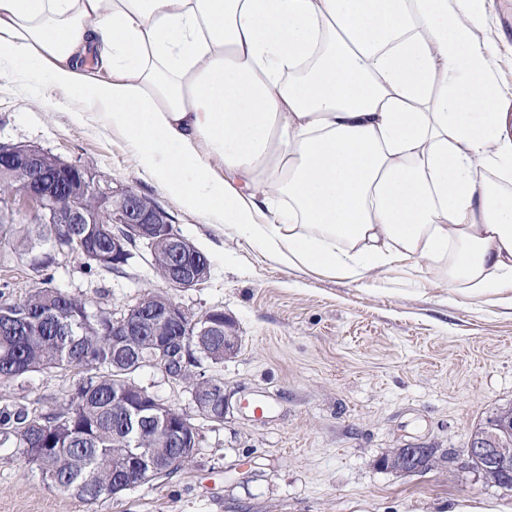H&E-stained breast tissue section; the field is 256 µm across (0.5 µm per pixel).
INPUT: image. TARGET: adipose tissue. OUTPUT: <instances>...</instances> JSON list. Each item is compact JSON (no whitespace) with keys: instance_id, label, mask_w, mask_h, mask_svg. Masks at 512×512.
<instances>
[{"instance_id":"ef3b65f1","label":"adipose tissue","mask_w":512,"mask_h":512,"mask_svg":"<svg viewBox=\"0 0 512 512\" xmlns=\"http://www.w3.org/2000/svg\"><path fill=\"white\" fill-rule=\"evenodd\" d=\"M484 3L0 0V79L78 93L158 188L282 262L358 281L407 261L471 296L510 291Z\"/></svg>"}]
</instances>
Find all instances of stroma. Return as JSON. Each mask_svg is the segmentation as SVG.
I'll return each mask as SVG.
<instances>
[{"label": "stroma", "instance_id": "obj_1", "mask_svg": "<svg viewBox=\"0 0 512 512\" xmlns=\"http://www.w3.org/2000/svg\"><path fill=\"white\" fill-rule=\"evenodd\" d=\"M479 42L512 109V0H486ZM74 93L42 76L0 81V142L39 147L93 169L102 187L129 188L164 209L203 252L210 276L175 292L194 313L223 309L237 353L208 365L231 409L196 418L194 461L119 497L85 502L45 484L14 445L0 446V512H512V491L461 462L423 474L379 467L410 443L457 454L490 418L512 409V291L468 297L399 262L355 282L281 262L225 224L207 223L159 189L127 139L103 129ZM138 248L124 273L90 276L70 257L55 284L114 314L165 284ZM6 294L36 280L30 255H0ZM75 374L33 372L0 386V406L44 409L67 398ZM137 381L165 405L190 409L186 384L144 368ZM269 409L255 416L251 403Z\"/></svg>", "mask_w": 512, "mask_h": 512}]
</instances>
